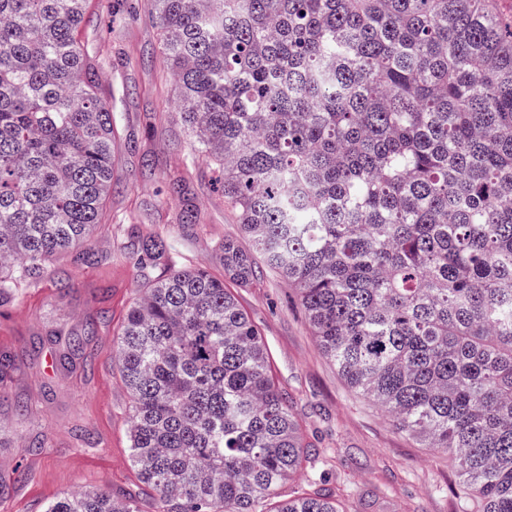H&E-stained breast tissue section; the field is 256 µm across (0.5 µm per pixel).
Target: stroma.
<instances>
[{
  "label": "stroma",
  "mask_w": 512,
  "mask_h": 512,
  "mask_svg": "<svg viewBox=\"0 0 512 512\" xmlns=\"http://www.w3.org/2000/svg\"><path fill=\"white\" fill-rule=\"evenodd\" d=\"M82 39L118 127L114 189L91 241L94 264L63 256L52 276L23 281L0 300V357L11 360L0 372V427L13 441L9 467H0V512H45L57 498L86 489L133 497L141 512H153L152 492L132 467V399L112 332L160 272L128 254L140 239L159 235L172 244L173 266L223 278L224 241L251 248L224 200L221 173L191 159L176 82L146 0H92ZM186 213L191 223H182ZM224 286L259 329L305 445L321 451L322 469L348 484L346 512H479L478 501L462 505L444 450L421 447L348 388L277 271L263 268L247 287L230 280ZM92 321L91 366L77 358L47 365L66 337ZM18 400L26 411L16 412ZM39 440L43 448L33 449Z\"/></svg>",
  "instance_id": "1"
}]
</instances>
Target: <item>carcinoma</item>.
<instances>
[{"instance_id": "carcinoma-1", "label": "carcinoma", "mask_w": 512, "mask_h": 512, "mask_svg": "<svg viewBox=\"0 0 512 512\" xmlns=\"http://www.w3.org/2000/svg\"><path fill=\"white\" fill-rule=\"evenodd\" d=\"M88 0H0V296L91 236L116 125ZM192 158L224 171L256 257L294 288L348 386L512 512V25L494 0H147ZM160 236L134 252L169 259ZM96 325L68 338L90 357ZM131 458L154 512H344L279 499L311 463L257 326L202 269L144 289L116 332ZM46 512H141L89 490Z\"/></svg>"}]
</instances>
